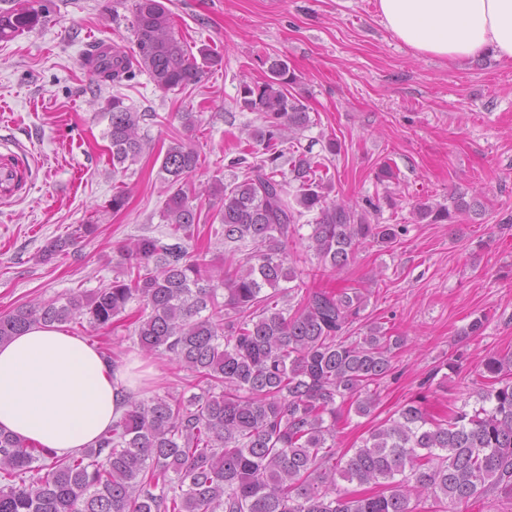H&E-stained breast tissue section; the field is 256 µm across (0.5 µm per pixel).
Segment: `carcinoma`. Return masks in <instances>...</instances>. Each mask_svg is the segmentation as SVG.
Wrapping results in <instances>:
<instances>
[{
    "label": "carcinoma",
    "instance_id": "cac0c4a2",
    "mask_svg": "<svg viewBox=\"0 0 512 512\" xmlns=\"http://www.w3.org/2000/svg\"><path fill=\"white\" fill-rule=\"evenodd\" d=\"M0 1L8 4L0 8V42L40 18L21 0ZM132 15V55L101 44L86 59L99 82L119 83L135 68L167 92L196 85L221 65L210 49L195 55L177 37L164 0H134ZM265 63L268 79L241 82L237 98L260 116L252 137L261 156L233 158L243 179L213 186L221 206L219 226L210 229L224 242V264L186 247L200 221L187 187L200 154L176 140L161 165L168 239L141 235L119 247L124 273L100 288L0 315V342L39 323L81 319L97 333L122 328L144 355L167 356L189 372L196 393L185 399L132 390L125 412L94 446L64 457L0 431V512H414L411 499L430 495L439 512H450V505L489 495L512 500L510 351L483 360L477 406L465 403L442 422L414 401L353 453L336 448L343 405L359 415L374 410L403 339L373 324L350 339L365 310L363 294L306 287L309 274L288 261V240L312 215L308 250L318 270L333 273L365 242L392 244L408 226L371 223L380 211L372 198L355 205L328 199L316 158L285 159L286 144L311 118L289 91L295 77L288 64L277 57ZM104 115L112 164L135 161L146 146L143 115L119 95ZM449 202L419 205L418 218L452 224L458 213H483L482 202L463 193ZM96 231L95 224L72 226L45 247L42 260ZM293 292L303 296L290 307ZM132 303L138 308L129 313ZM338 476L367 492H340Z\"/></svg>",
    "mask_w": 512,
    "mask_h": 512
}]
</instances>
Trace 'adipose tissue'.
Returning <instances> with one entry per match:
<instances>
[{"label": "adipose tissue", "mask_w": 512, "mask_h": 512, "mask_svg": "<svg viewBox=\"0 0 512 512\" xmlns=\"http://www.w3.org/2000/svg\"><path fill=\"white\" fill-rule=\"evenodd\" d=\"M387 29L417 53L451 62L485 53L512 61V0H377ZM129 368L53 325L0 344V429L66 455L125 410Z\"/></svg>", "instance_id": "1"}]
</instances>
